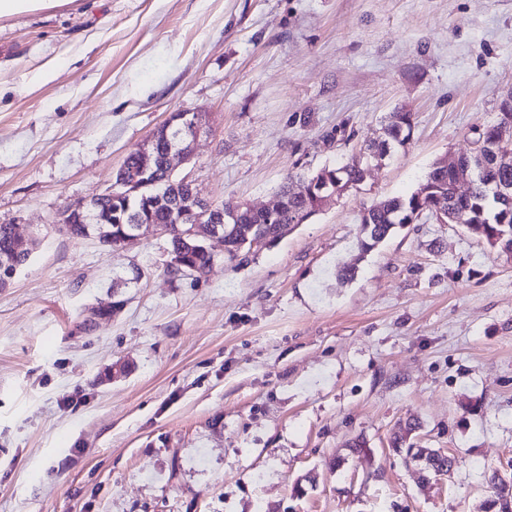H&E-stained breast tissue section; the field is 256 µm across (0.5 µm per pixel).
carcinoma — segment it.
<instances>
[{
    "label": "carcinoma",
    "mask_w": 512,
    "mask_h": 512,
    "mask_svg": "<svg viewBox=\"0 0 512 512\" xmlns=\"http://www.w3.org/2000/svg\"><path fill=\"white\" fill-rule=\"evenodd\" d=\"M512 130L501 128L498 120L483 123L475 129V148L473 152L460 156V161L469 166L472 186L466 195L455 193L456 170L448 167H433L424 176L418 187L408 196L392 197L379 201L365 209L359 224L363 238L360 240L362 251L369 252L382 243L394 228L411 224L419 216L433 214L432 208L443 204L462 217L469 232L482 240L487 246L503 250L512 248V205L508 206L497 197V190L504 185L512 186V165L497 166L484 162L480 153L482 143L491 139L499 131ZM413 134L412 114L409 112H392L384 125V135L373 141L346 161L334 166L324 167L315 174L288 176L279 188L278 194L287 198V206L271 216L255 215L246 209L236 212V219L224 224L227 247L224 260L235 261L241 254L252 252L251 241L259 233L277 235L283 224H303L317 212V193L290 197V181H313L315 178L328 177L330 185L337 183L357 186L363 182L365 167L377 160V157L390 155L397 146L406 145ZM160 183L133 195L130 199L121 198L108 204L99 202V209L112 207L114 222L110 224H64L59 231L73 238L94 236L99 242L119 249V241L129 227V218L133 215L140 220L153 224H163L168 233L170 260L166 271L174 276H181L192 268L211 266L212 255L200 245L188 248L183 245L184 224H175L167 208L156 202L158 195L175 196V184L178 178L169 177L163 169H158ZM27 256L18 253L10 234V225L0 224V287L6 285L22 265ZM488 482L494 489V497L488 502L487 512H512V482H505L497 472L488 476Z\"/></svg>",
    "instance_id": "1"
}]
</instances>
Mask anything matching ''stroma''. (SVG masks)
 <instances>
[{
  "instance_id": "35a3bbf8",
  "label": "stroma",
  "mask_w": 512,
  "mask_h": 512,
  "mask_svg": "<svg viewBox=\"0 0 512 512\" xmlns=\"http://www.w3.org/2000/svg\"><path fill=\"white\" fill-rule=\"evenodd\" d=\"M511 89L512 0L0 18V224L38 240L0 288V512H485L488 474H512V257L426 217L365 253L358 217L470 153ZM185 108L209 115L188 170L217 204L266 205L389 113L414 130L309 223L200 278L168 275L149 230L118 251L58 231ZM408 422L451 473L421 482L393 450Z\"/></svg>"
}]
</instances>
